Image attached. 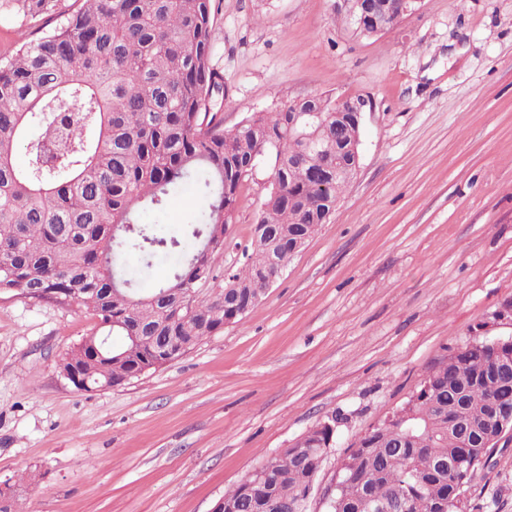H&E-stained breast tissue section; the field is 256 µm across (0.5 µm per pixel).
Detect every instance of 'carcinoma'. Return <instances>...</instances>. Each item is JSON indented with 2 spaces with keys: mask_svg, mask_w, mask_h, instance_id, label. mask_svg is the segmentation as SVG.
<instances>
[{
  "mask_svg": "<svg viewBox=\"0 0 512 512\" xmlns=\"http://www.w3.org/2000/svg\"><path fill=\"white\" fill-rule=\"evenodd\" d=\"M57 0H0V15L36 19ZM212 0H82L73 13L17 53L0 59V293L48 299L92 311L107 334L92 333L65 355L96 347L85 367L89 392L108 379L129 381L165 365L169 352L237 323L263 297L264 253L281 268L295 255L290 236L326 223L321 202L339 200L349 184L336 173V99L315 98L323 124L300 140L299 117L283 105L224 130L218 100L223 78L210 67ZM54 158L42 168L17 150L28 131ZM269 170L257 214L255 247L242 267L215 288L227 226L234 223L242 181ZM207 200L182 235L139 222L186 183ZM178 257L169 279L141 295L137 277L160 256ZM194 296L176 309L180 289ZM122 337L115 345L110 337ZM490 340L476 339L435 362L419 391L393 417L371 428L338 472L325 512H464L452 497L448 459L476 474L501 441L492 422L512 410V366L495 360ZM336 431L302 436L267 458L224 493L223 512H308L307 488Z\"/></svg>",
  "mask_w": 512,
  "mask_h": 512,
  "instance_id": "carcinoma-1",
  "label": "carcinoma"
}]
</instances>
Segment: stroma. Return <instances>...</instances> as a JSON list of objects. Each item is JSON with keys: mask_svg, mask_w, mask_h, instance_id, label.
Here are the masks:
<instances>
[{"mask_svg": "<svg viewBox=\"0 0 512 512\" xmlns=\"http://www.w3.org/2000/svg\"><path fill=\"white\" fill-rule=\"evenodd\" d=\"M210 65L225 128L306 96H359L360 167L272 288L239 322L121 386L76 390L60 356L99 328L85 307L0 294V479L16 512H211L225 490L339 418L309 501L350 448L406 405L439 359L512 338V0H417L363 37L341 0H213ZM55 17L0 20V58ZM268 176L239 190L225 277L253 250ZM188 185L145 224L203 209ZM512 512V442L464 498Z\"/></svg>", "mask_w": 512, "mask_h": 512, "instance_id": "stroma-1", "label": "stroma"}]
</instances>
